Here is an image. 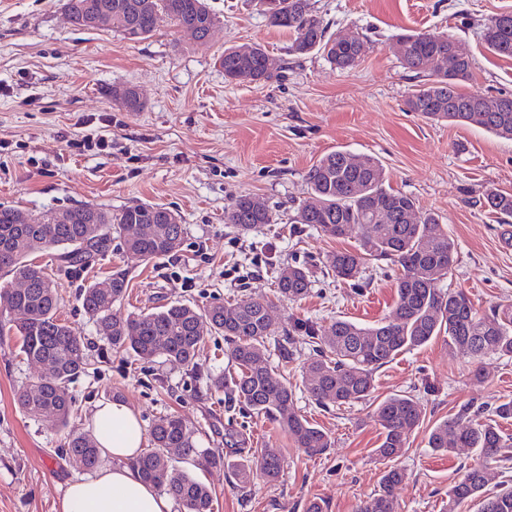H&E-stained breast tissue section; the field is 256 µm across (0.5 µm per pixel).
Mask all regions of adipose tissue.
I'll list each match as a JSON object with an SVG mask.
<instances>
[{
    "label": "adipose tissue",
    "mask_w": 512,
    "mask_h": 512,
    "mask_svg": "<svg viewBox=\"0 0 512 512\" xmlns=\"http://www.w3.org/2000/svg\"><path fill=\"white\" fill-rule=\"evenodd\" d=\"M92 419L102 455L121 464L75 477L63 494L60 512H172L171 499L158 493L134 465L146 441L135 410L114 399L97 404Z\"/></svg>",
    "instance_id": "ef3b65f1"
}]
</instances>
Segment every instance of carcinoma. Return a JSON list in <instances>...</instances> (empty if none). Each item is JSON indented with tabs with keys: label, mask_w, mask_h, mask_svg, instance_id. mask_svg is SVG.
I'll list each match as a JSON object with an SVG mask.
<instances>
[{
	"label": "carcinoma",
	"mask_w": 512,
	"mask_h": 512,
	"mask_svg": "<svg viewBox=\"0 0 512 512\" xmlns=\"http://www.w3.org/2000/svg\"><path fill=\"white\" fill-rule=\"evenodd\" d=\"M281 14L268 17L273 27L295 34L291 46L301 57L320 53L341 71L358 66L364 49L362 37L344 43L327 31L318 16L314 0H281ZM65 8L76 18V26L94 8L112 13L115 29L123 34L139 31V38L151 35L150 18L157 12L169 14L174 27L192 23L204 33L215 25L216 17L206 0H66ZM406 45L402 66L427 77L406 100L408 111L431 122L463 126L474 111L484 115L482 126L494 136L512 140V94L465 93L461 85L471 80L472 58L457 49L444 32H411L398 36ZM483 40L496 55L512 57V13L496 15L484 24ZM267 51L260 48L250 59L240 58L233 49L224 51L221 66L224 77L233 81L247 76L257 83L273 78L266 66ZM443 60L439 68L428 67V60ZM347 152L332 151L305 175L311 198L318 205L300 203L293 207L292 224H309L327 236L340 238L360 231L362 244L354 251H338L329 258L334 278L356 281L370 266L382 261L397 268L396 300L390 315L373 325L338 319L320 329L306 321H295L283 330L282 338L269 348L272 325L267 301L226 302L200 312L190 303H173L158 310L123 320L114 306L126 294V273L114 271L109 287L92 283L81 293L82 307L97 333L116 351L136 360L167 362L197 368L203 337H224L228 369L209 377L210 387L224 392L244 417L264 415L276 422L296 447L317 454L331 446L322 429L294 409V389L288 379L271 374L270 353L288 362L294 345L302 339L316 345L318 358L305 367L304 386L317 404L351 405L371 399L377 370L400 353L422 347L431 340L448 338V347L478 361L486 356L512 358V305H498L490 313H479L465 292L445 289L441 282L457 263V247L439 215L420 206L407 193L386 185L380 161L362 156L357 168L348 166ZM482 207L503 224L512 218V193L488 188L479 199ZM385 208L389 220L376 224L373 216ZM164 206L140 203L117 214L86 205L71 208L69 224H27L26 212L0 207V273L28 281V288L16 293L0 287V309L23 312L15 324L20 336L19 354L28 362L53 366L51 376L40 378L17 393L15 402L33 417L49 415L62 426L75 414L70 385L90 366L88 345L72 327L59 321V297L55 285L42 266L28 260L37 251L63 250L66 263L82 271L112 249V240H123L126 257L136 263H149L182 249L185 229L181 224H160ZM224 222L242 234L263 224L275 222L265 201L251 194L237 196L224 212ZM149 224L152 232L142 234L139 225ZM313 286L312 274L303 265L288 264L277 275V299L289 303L307 297ZM374 415L381 426L382 442L376 448L382 459L400 456L410 434L424 420L414 396L395 394L383 399ZM512 419V400L490 410V417L463 406L453 417L437 423L428 446L439 453L456 448L478 449L482 461L470 466L464 476L448 488V512H458L466 503L481 502L480 512H512V485L495 495H484L487 465L506 461L505 449L512 448V436L504 434L497 419ZM152 448L139 453L136 465L142 477L170 495L180 512H212V496L207 486L180 470L169 456L174 448L182 460L222 465L226 457L240 458L234 466L238 488L244 490L256 478L267 482L278 479L281 450L248 448L243 430L224 429V447L197 446L194 431L179 417H160L151 428ZM64 456L82 470H92L100 461L95 438L83 433L68 435ZM404 473L395 467L384 471L378 492L367 497L358 512H393V491Z\"/></svg>",
	"instance_id": "obj_1"
}]
</instances>
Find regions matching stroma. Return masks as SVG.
Masks as SVG:
<instances>
[{"instance_id": "obj_1", "label": "stroma", "mask_w": 512, "mask_h": 512, "mask_svg": "<svg viewBox=\"0 0 512 512\" xmlns=\"http://www.w3.org/2000/svg\"><path fill=\"white\" fill-rule=\"evenodd\" d=\"M64 3L0 0V205L38 215L79 204L115 213L160 204L180 215L185 240L177 255L148 264L126 263L116 241L104 259L79 272L59 250L35 254L58 287L59 317L90 343L92 364L71 386L77 417L58 428L18 408L15 393L45 369L19 357V337L0 338V512H58L77 474L64 459L67 431L91 432L96 404L115 395L138 413L144 429L174 414L201 446L224 445V395L209 387L210 374L227 365L223 337H205L195 370L134 360L113 351L85 316L80 293L89 282L128 269L129 288L116 305L126 317L177 302L203 309L267 300L278 268L296 263L313 271L315 283L299 303L274 304V332L297 320L324 328L339 318L371 325L389 315L393 266L376 269L368 283L336 280L327 259L358 248V236L331 238L290 221L293 204L309 198L307 170L330 151L377 157L393 189L441 215L458 251L444 288L464 291L482 312L512 304V243L478 202L489 187L512 193V141L474 122L434 123L408 111L419 80L390 49L406 30L447 33L474 62L466 90L512 93V58L492 53L481 37L489 18L512 13V0H315L331 32L366 38L360 64L348 72L318 53L292 55V34L272 27L256 0H208L217 24L204 43L165 18L143 40L110 28L79 29ZM256 43L279 60L276 76L262 84L226 82L225 49ZM116 86L136 89L142 110L114 101ZM99 134L109 147L87 148ZM244 193L262 197L275 223L246 235L225 224V209ZM315 357L311 345L298 344L293 362L273 372L288 376L295 409L327 432L330 448L306 454L273 420L247 419L249 447L280 448L279 478L254 479L242 491L230 469L187 465L209 487L212 512H305L312 500L324 512H357L393 464L405 472L395 512H443L449 486L476 452L433 451L432 427L463 406L512 399V358H484L478 380L476 366L438 338L379 369L371 401L322 407L301 382L303 365ZM394 394L413 395L426 417L392 464L375 453L382 436L372 411Z\"/></svg>"}]
</instances>
